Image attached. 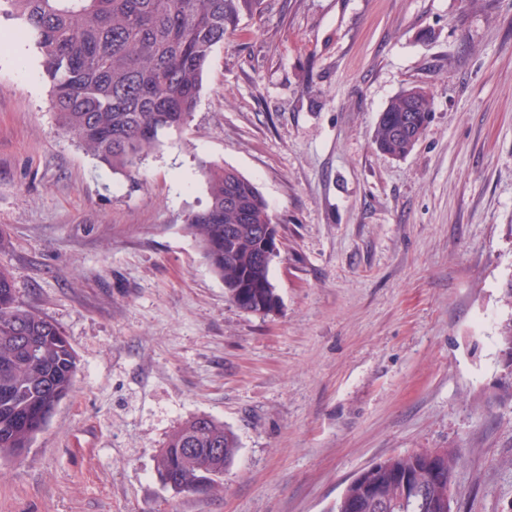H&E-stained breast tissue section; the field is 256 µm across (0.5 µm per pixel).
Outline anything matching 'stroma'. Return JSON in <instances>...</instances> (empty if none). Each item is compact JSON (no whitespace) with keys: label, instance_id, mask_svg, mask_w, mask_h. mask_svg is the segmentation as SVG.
Instances as JSON below:
<instances>
[{"label":"stroma","instance_id":"35a3bbf8","mask_svg":"<svg viewBox=\"0 0 512 512\" xmlns=\"http://www.w3.org/2000/svg\"><path fill=\"white\" fill-rule=\"evenodd\" d=\"M0 23V265L79 371L0 512H328L364 468L461 454L454 512H512V0H257L197 107L137 173L59 129L36 50ZM431 93L413 151H378L400 91ZM217 162L281 236L278 311L234 306L186 219ZM206 415L239 452L174 493L155 457Z\"/></svg>","mask_w":512,"mask_h":512}]
</instances>
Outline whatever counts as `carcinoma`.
Masks as SVG:
<instances>
[{"mask_svg":"<svg viewBox=\"0 0 512 512\" xmlns=\"http://www.w3.org/2000/svg\"><path fill=\"white\" fill-rule=\"evenodd\" d=\"M253 0H0L33 44L50 84V108L78 145L116 173L132 174L159 143L195 111L203 72L214 48L235 27ZM430 114L428 94L410 87L381 112L374 144L401 158L423 135ZM209 201L188 215L187 227L214 274L235 284L230 301L249 313L278 304L271 265L261 260L262 231L272 223L257 186L218 163L205 169ZM78 363L60 328L21 306L11 272L0 265V458H19L32 447L54 408L71 391ZM196 449L193 457L186 449ZM233 462L239 443L223 423H183L156 457L160 479L183 492L222 485L209 449ZM456 468L446 448H417L377 467L375 479L387 502H399L404 483L420 485L426 497L388 512H448V484L437 483L422 460ZM360 482H352L330 512H383Z\"/></svg>","mask_w":512,"mask_h":512,"instance_id":"carcinoma-1","label":"carcinoma"}]
</instances>
